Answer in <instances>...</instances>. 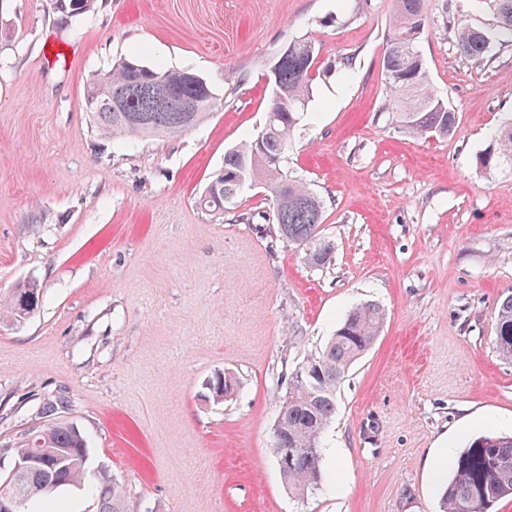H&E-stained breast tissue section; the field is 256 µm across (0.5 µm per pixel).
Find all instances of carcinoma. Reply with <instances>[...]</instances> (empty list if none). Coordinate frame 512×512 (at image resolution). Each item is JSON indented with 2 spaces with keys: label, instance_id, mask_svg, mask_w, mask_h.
<instances>
[{
  "label": "carcinoma",
  "instance_id": "cac0c4a2",
  "mask_svg": "<svg viewBox=\"0 0 512 512\" xmlns=\"http://www.w3.org/2000/svg\"><path fill=\"white\" fill-rule=\"evenodd\" d=\"M70 17L89 13L94 0H58ZM493 12L496 29L490 39L512 36V0H479ZM425 0H395V11L384 52L383 65L389 90L388 108L398 115L404 132L414 136L448 137L458 124L457 112L432 92L426 69L412 63L422 57L419 40H411L415 27H424ZM456 46L465 58L490 55L481 30L468 25L458 30ZM288 56L279 65V80L272 93L268 119L253 140L224 154V169L207 185L200 203L222 215L242 189L265 182L273 200L272 223L279 236L303 250L305 261L322 267L331 261L333 244L320 236L323 203L307 186L283 174L281 163L291 134L310 98V81L317 64L314 43L308 39L288 44ZM195 73L164 66H146L132 57L119 62L107 76L87 86L84 97L97 129L105 136H177L199 122L210 110L214 93L208 82L194 80ZM479 163L486 169L512 168V115L500 123ZM43 293L34 282L21 283L0 300L9 316L20 321L27 310L42 303ZM386 314L374 303L352 308L323 350L307 357L300 369L312 376L300 381L288 375V396L280 403L275 422L274 448L294 453L283 478L293 494L302 497L322 487L324 458L320 438L336 412V390L353 363L369 351L383 328ZM495 346L503 359L512 361V293L497 303ZM206 398L224 400L238 390L236 378L217 373L206 382ZM14 457L39 458L20 483L3 485L16 501L17 512H49L45 504L58 495L45 496L39 486L54 481L58 488L84 490L97 500V512H125L124 491L115 480L87 474L88 440L77 428L57 420L24 430ZM512 495V435L485 433L469 442L454 461L453 476L441 497V512H489L496 500Z\"/></svg>",
  "mask_w": 512,
  "mask_h": 512
}]
</instances>
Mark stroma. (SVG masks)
Here are the masks:
<instances>
[{
    "label": "stroma",
    "mask_w": 512,
    "mask_h": 512,
    "mask_svg": "<svg viewBox=\"0 0 512 512\" xmlns=\"http://www.w3.org/2000/svg\"><path fill=\"white\" fill-rule=\"evenodd\" d=\"M394 0H0V441L64 396L88 470L126 487V512H439L428 467L475 436L512 432V362L495 313L512 291V169L478 162L512 113V42L477 0H426L420 51L458 114L447 138L405 133L387 107ZM318 52L285 173L324 203L332 261L278 237L264 184L217 215L198 203L225 151L263 129L271 68L294 39ZM194 72L207 118L177 136L102 138L86 88L121 58ZM383 330L337 392L323 486L296 498L273 428L288 375L357 304ZM233 399L205 400L214 373ZM484 3L493 12L496 19L495 32L488 34L485 30L474 28L468 25L462 26L458 30L456 46L459 54L464 58L473 60H483L490 55L493 42L496 37L510 35L512 37V0H479ZM504 4L509 5L508 21L502 18V8ZM481 32H485L491 39L487 46ZM42 299L43 293L38 285L28 281L16 285L5 299L1 298L0 306L7 309V313L12 319L20 321L25 319L28 309L34 311L39 308Z\"/></svg>",
    "instance_id": "stroma-1"
}]
</instances>
